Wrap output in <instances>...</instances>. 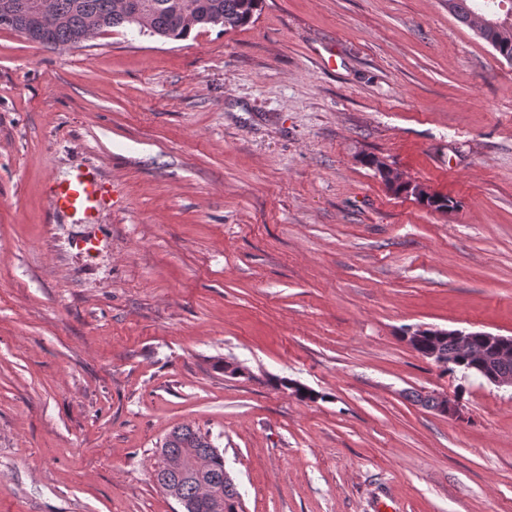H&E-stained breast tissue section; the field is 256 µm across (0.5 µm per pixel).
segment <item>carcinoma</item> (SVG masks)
<instances>
[{
  "label": "carcinoma",
  "mask_w": 512,
  "mask_h": 512,
  "mask_svg": "<svg viewBox=\"0 0 512 512\" xmlns=\"http://www.w3.org/2000/svg\"><path fill=\"white\" fill-rule=\"evenodd\" d=\"M15 5V25L12 30L27 39L54 50L60 46L80 44L88 39L89 24L96 32L113 28L135 26V17L144 16L145 30L164 39H182L194 29L220 25L226 29L244 26L259 10L261 0H50L59 20L45 27L36 19V10L27 7L30 0H9ZM478 0H448V10L460 21L472 26L478 11ZM485 40L493 43L500 55L512 56V26L489 27ZM442 359L453 361V367L465 373L482 375L481 369L457 355L453 340L445 338L439 343ZM161 448L180 453L184 448H200L207 460L201 477L170 479L180 486L182 495L195 502L196 512H210L208 503L196 500L197 486L205 481L221 490L227 512H240L241 505L235 485L224 482V456L213 445L208 434L190 425L170 431Z\"/></svg>",
  "instance_id": "1"
}]
</instances>
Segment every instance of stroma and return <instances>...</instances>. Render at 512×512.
Wrapping results in <instances>:
<instances>
[{
    "instance_id": "1",
    "label": "stroma",
    "mask_w": 512,
    "mask_h": 512,
    "mask_svg": "<svg viewBox=\"0 0 512 512\" xmlns=\"http://www.w3.org/2000/svg\"><path fill=\"white\" fill-rule=\"evenodd\" d=\"M84 168L106 205L53 210ZM420 327L512 336V64L448 0L0 29V512H181L153 474L182 425L244 512H512V390ZM433 397L435 401L430 396L420 399V401L424 406L432 409L436 407L437 403L438 407L434 410L451 420L457 421L462 419L461 409L455 400L449 399L446 395H434Z\"/></svg>"
}]
</instances>
